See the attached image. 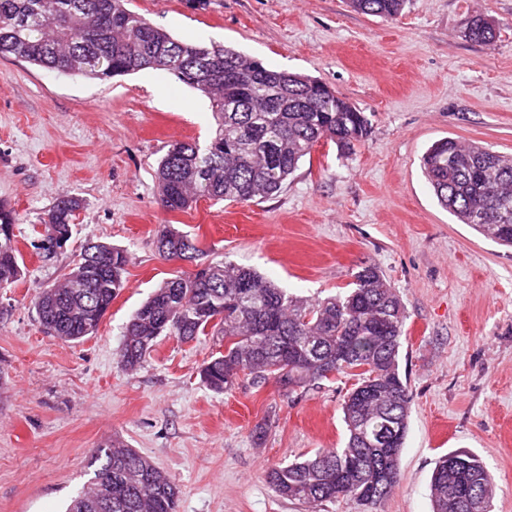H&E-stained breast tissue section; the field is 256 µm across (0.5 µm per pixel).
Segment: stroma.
Wrapping results in <instances>:
<instances>
[{
  "label": "stroma",
  "instance_id": "35a3bbf8",
  "mask_svg": "<svg viewBox=\"0 0 512 512\" xmlns=\"http://www.w3.org/2000/svg\"><path fill=\"white\" fill-rule=\"evenodd\" d=\"M127 6L177 40L322 81L365 112L371 132L349 154L319 142L272 197L166 212L158 163L175 143L209 139L205 97L150 68L101 81L0 57V204L15 213L26 264L0 289V512H64L92 476L93 450L115 436L176 484L178 512H369L350 498L303 505L266 479L343 445L351 379L289 393L242 376L216 393L199 375L219 349L210 336L160 337L138 370L121 366L124 328L154 289L224 261L308 301L378 267L406 312L399 363L412 395L400 484L378 512H431V473L451 451L477 455L495 483L492 512H512V248L442 208L422 167L446 137L512 155V0H408L395 22L347 0ZM477 13L498 22L493 44L463 37ZM65 196L82 206L67 245L47 256L42 219ZM165 224L196 237L195 260L159 257ZM98 241L128 249L126 288L96 335L50 336L35 295Z\"/></svg>",
  "mask_w": 512,
  "mask_h": 512
}]
</instances>
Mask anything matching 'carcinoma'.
<instances>
[{
	"label": "carcinoma",
	"mask_w": 512,
	"mask_h": 512,
	"mask_svg": "<svg viewBox=\"0 0 512 512\" xmlns=\"http://www.w3.org/2000/svg\"><path fill=\"white\" fill-rule=\"evenodd\" d=\"M355 11L394 21L406 0H348ZM500 34L483 14L468 18L464 37L491 44ZM0 56L61 74L110 79L163 70L209 100L215 135L202 146L174 144L156 171L158 204L185 211L201 199L246 204L277 194L322 140L343 153L370 132L368 118L322 82L265 67L221 45L179 41L130 10L126 0H0ZM439 204L458 221L512 245V156L444 138L423 158ZM81 207L61 198L43 219L47 237L71 235ZM16 218L0 208V288L21 280ZM159 256L192 260L196 239L168 224ZM127 251L109 243L84 247L60 281L40 289L35 309L47 333L66 342L94 335L126 287ZM405 311L376 266L352 287L308 303L253 269L224 262L164 281L134 312L120 350L124 369L140 368L161 336L224 340L200 369L212 391L240 375L275 380L286 392L333 376L357 382L343 395L346 440L267 472L283 497L309 506L353 498L377 509L398 487L411 393L399 371ZM93 477L66 512H176L179 490L157 466L119 439L92 454ZM433 512H490L493 479L471 453L438 458L430 482Z\"/></svg>",
	"instance_id": "obj_1"
}]
</instances>
